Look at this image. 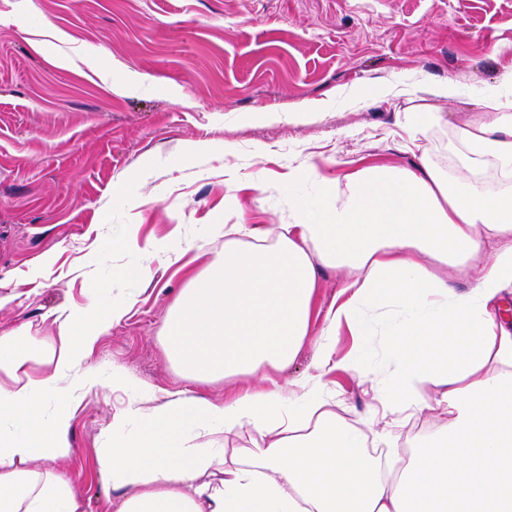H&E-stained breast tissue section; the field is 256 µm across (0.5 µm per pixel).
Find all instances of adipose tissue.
Listing matches in <instances>:
<instances>
[{
	"instance_id": "1",
	"label": "adipose tissue",
	"mask_w": 512,
	"mask_h": 512,
	"mask_svg": "<svg viewBox=\"0 0 512 512\" xmlns=\"http://www.w3.org/2000/svg\"><path fill=\"white\" fill-rule=\"evenodd\" d=\"M460 184L424 164H367L342 190L299 204L271 235L229 224L224 250L187 286L164 326L169 360L207 384L289 365L321 322L317 374L280 387L250 386L223 401L177 392L163 404L131 398L112 420L98 468L119 495L113 512H512V190L489 191L493 166L512 183V103L486 95L458 130ZM487 269L456 294L440 267ZM343 277L346 298L321 309L323 269ZM96 284L88 302L58 309L54 336L28 326L0 334V512H81V492L55 464L69 448L74 413L103 387L133 389L124 371L102 380L88 360L121 322ZM392 313L390 414L426 410L437 434L408 457L380 460L359 429L337 420L321 373L337 365L331 342L363 306ZM435 391L424 399L421 386ZM135 432H127V420ZM249 428L259 446L225 456L199 438Z\"/></svg>"
}]
</instances>
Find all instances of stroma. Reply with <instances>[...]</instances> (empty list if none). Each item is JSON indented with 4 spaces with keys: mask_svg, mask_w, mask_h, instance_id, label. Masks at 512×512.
<instances>
[{
    "mask_svg": "<svg viewBox=\"0 0 512 512\" xmlns=\"http://www.w3.org/2000/svg\"><path fill=\"white\" fill-rule=\"evenodd\" d=\"M450 81L456 97L428 94ZM509 82L512 0H0V333L50 336L49 314L108 278L132 309L94 349L99 376L122 369L157 405L223 400L229 382L182 377L164 349L183 271L112 251V236L134 228L200 268L224 248L216 225L288 223L365 159L464 181L455 129ZM408 112L438 119L413 136ZM133 266L141 279H112ZM351 351L355 369L323 377L337 417L388 454L432 436L433 412L382 419L391 374L370 316L337 336V356ZM129 397L98 391L72 419L57 466L83 512H112L97 455Z\"/></svg>",
    "mask_w": 512,
    "mask_h": 512,
    "instance_id": "35a3bbf8",
    "label": "stroma"
}]
</instances>
